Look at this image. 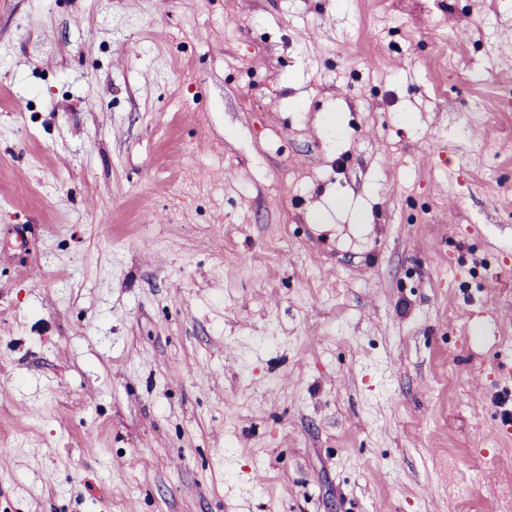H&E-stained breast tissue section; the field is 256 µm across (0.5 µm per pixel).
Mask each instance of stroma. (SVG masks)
<instances>
[{
	"label": "stroma",
	"instance_id": "obj_1",
	"mask_svg": "<svg viewBox=\"0 0 512 512\" xmlns=\"http://www.w3.org/2000/svg\"><path fill=\"white\" fill-rule=\"evenodd\" d=\"M509 367L512 0H0V512H512Z\"/></svg>",
	"mask_w": 512,
	"mask_h": 512
}]
</instances>
